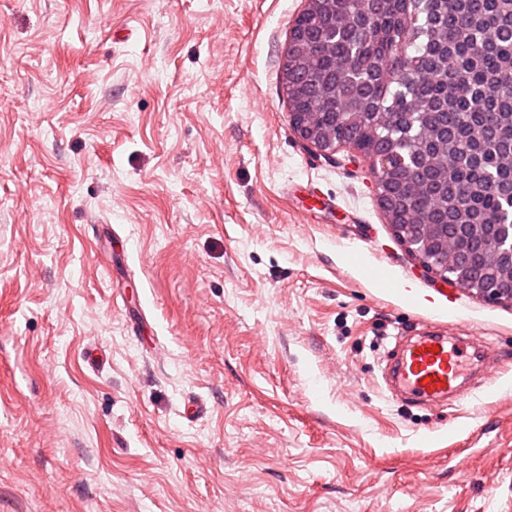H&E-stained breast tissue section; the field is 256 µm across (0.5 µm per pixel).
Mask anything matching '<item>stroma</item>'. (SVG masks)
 Returning <instances> with one entry per match:
<instances>
[{
    "label": "stroma",
    "instance_id": "35a3bbf8",
    "mask_svg": "<svg viewBox=\"0 0 512 512\" xmlns=\"http://www.w3.org/2000/svg\"><path fill=\"white\" fill-rule=\"evenodd\" d=\"M307 3L0 0V512H512V303L425 273L370 159L293 132ZM434 326L484 371L396 399Z\"/></svg>",
    "mask_w": 512,
    "mask_h": 512
}]
</instances>
